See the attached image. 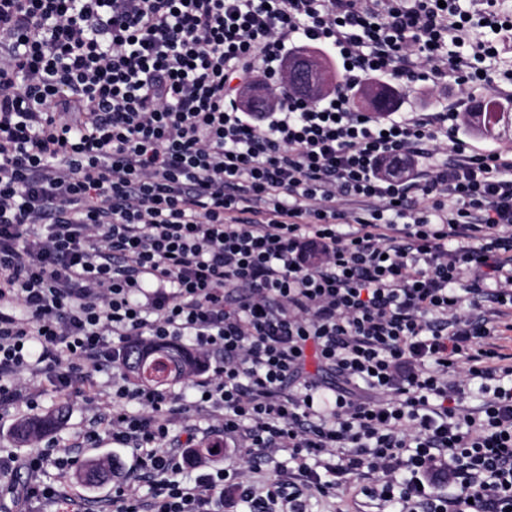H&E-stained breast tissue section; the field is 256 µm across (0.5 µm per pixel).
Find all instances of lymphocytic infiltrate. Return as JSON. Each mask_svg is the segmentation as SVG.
I'll return each mask as SVG.
<instances>
[{
  "mask_svg": "<svg viewBox=\"0 0 512 512\" xmlns=\"http://www.w3.org/2000/svg\"><path fill=\"white\" fill-rule=\"evenodd\" d=\"M508 37L505 0H0V406L83 385L78 440L133 453L113 512H306L352 482L404 512H512V157L454 109L352 107L385 76L470 94ZM303 47L339 64L311 104L283 70ZM259 77L278 103L249 112ZM138 336L191 342L192 400L126 384ZM280 451L294 472L256 488ZM53 453L0 456L17 512H84L67 470L42 481Z\"/></svg>",
  "mask_w": 512,
  "mask_h": 512,
  "instance_id": "lymphocytic-infiltrate-1",
  "label": "lymphocytic infiltrate"
}]
</instances>
